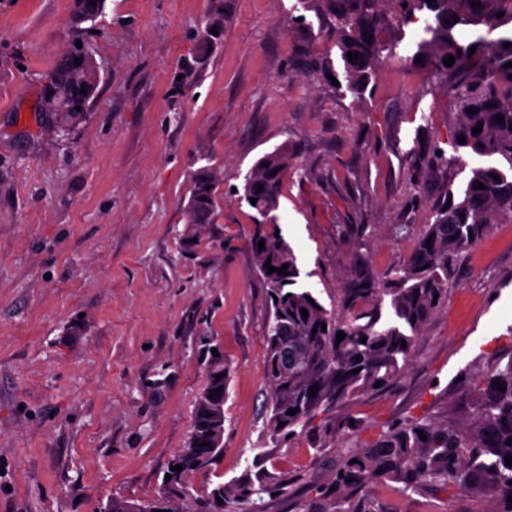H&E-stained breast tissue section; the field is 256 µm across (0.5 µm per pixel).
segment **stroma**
Instances as JSON below:
<instances>
[{"mask_svg": "<svg viewBox=\"0 0 512 512\" xmlns=\"http://www.w3.org/2000/svg\"><path fill=\"white\" fill-rule=\"evenodd\" d=\"M222 12L219 33L208 19ZM0 0V512H95L156 499L187 447L207 350L229 373L219 464L199 495L251 466L285 478L265 512H303L355 449L389 427L473 416L481 373L512 360V222L454 257L446 297L391 385L361 392L315 429L274 439L263 329L272 310L250 249L257 214L239 190L287 148L276 212L304 284L335 308L359 270L389 282L465 176L410 179L419 139L458 116L406 26L370 95L340 96L310 68H341L325 9L301 0ZM99 73L85 116L43 113L45 76L74 39ZM204 56L192 81L184 67ZM223 178L215 223L187 224L198 170ZM381 512H494L466 488L404 490L382 477Z\"/></svg>", "mask_w": 512, "mask_h": 512, "instance_id": "obj_1", "label": "stroma"}]
</instances>
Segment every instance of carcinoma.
I'll return each instance as SVG.
<instances>
[{
    "label": "carcinoma",
    "instance_id": "1",
    "mask_svg": "<svg viewBox=\"0 0 512 512\" xmlns=\"http://www.w3.org/2000/svg\"><path fill=\"white\" fill-rule=\"evenodd\" d=\"M74 5L80 25L96 21L104 0H74ZM326 7L339 37L343 73L327 61L313 63V71L323 79L328 74L343 78L344 84L334 89L344 88L358 98L376 79L382 58L395 55L397 35L418 15L429 14L428 37L416 44L414 56L429 62L430 81L448 89L458 122L452 133L453 154L439 140L431 141L418 155L411 176L424 182L449 167L463 168L469 160L472 167L460 191L451 187L445 191L444 200L433 210V222L415 241L408 263L395 271L391 282L381 284L367 274L359 275L337 312L327 309L311 288L299 282L296 256L284 238L276 236L275 211L288 170V150L269 152L251 168L242 199L261 217L250 245L272 305L263 340L269 388L265 429L274 438L294 437L311 428L320 413L339 408L356 393L375 388L377 382L385 387L396 379L409 365L421 329L447 293L450 259L487 235L493 217L512 219V47H505L512 44V0H326ZM472 47L476 51L470 55ZM350 51L358 53L357 60L348 61ZM450 55L455 62L446 66L443 59ZM96 84L97 72L87 51L71 44L47 75L44 111L54 120L60 116L77 121L87 112ZM498 115L503 116L500 123ZM480 124L482 132L472 134ZM461 137L465 142L459 141ZM479 182L484 188H478ZM218 185L212 169L198 174L186 205L187 223H211ZM253 198L257 199L254 205ZM261 240L262 250L258 248ZM267 262L278 269L287 266L286 274L268 272ZM303 308L308 311L306 317L301 315ZM339 332L346 337L338 343ZM362 337L366 342H360ZM285 352L300 356L299 365L286 373L279 363ZM227 380L224 356L209 355L206 384L195 406L191 431L202 446L188 448L169 462L182 470H167L171 479L162 483L158 497L179 496L178 490L194 469L216 463L219 451L204 445L212 424L206 396L224 400L225 392L217 388H226ZM313 385L318 391L311 397L308 389ZM472 403L474 418L469 423L430 419L401 424L351 452L330 484L313 488L305 512H378L369 490L380 477L412 491L468 488L497 498L503 504L497 512H512L507 502L512 494V467L505 462L512 455V444H506L512 441V361L482 375ZM296 407L299 412L287 414ZM422 434L427 440H421ZM281 485L279 479L259 476L254 481L245 473L205 495L184 496L192 502L190 508L169 505L166 510L213 512L218 496L226 503L254 495L274 496Z\"/></svg>",
    "mask_w": 512,
    "mask_h": 512
}]
</instances>
